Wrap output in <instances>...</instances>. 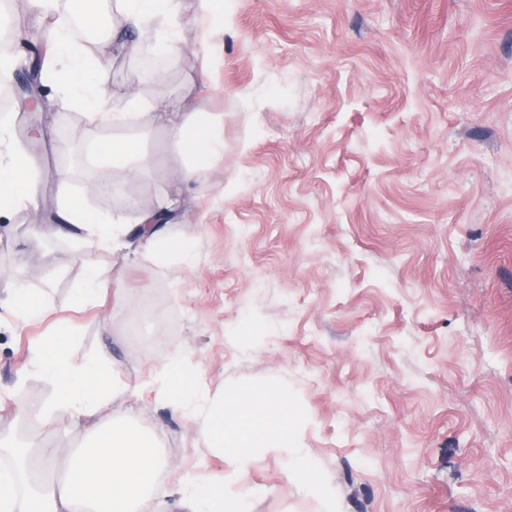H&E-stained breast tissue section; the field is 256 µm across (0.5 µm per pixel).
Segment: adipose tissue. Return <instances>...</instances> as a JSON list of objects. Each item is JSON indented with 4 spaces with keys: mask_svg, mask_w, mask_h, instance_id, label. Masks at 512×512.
Instances as JSON below:
<instances>
[{
    "mask_svg": "<svg viewBox=\"0 0 512 512\" xmlns=\"http://www.w3.org/2000/svg\"><path fill=\"white\" fill-rule=\"evenodd\" d=\"M31 2L39 18L52 23L45 71L65 75L71 104L101 125L138 134L132 141L96 143L89 155L93 165L117 169L130 183L166 165L174 177L189 184L223 151V114L184 111L181 98L163 97L147 107L129 87L122 93L123 111L107 108L105 58L112 37L132 31L133 39L125 43L132 53L152 45L174 49L183 29L200 23L199 18L182 16L180 0H114L112 29L107 33L96 8L76 10V0ZM161 131L180 148L178 159L169 164L140 146ZM34 192L11 127L1 120L0 220H9ZM179 205V199L165 192L149 209L128 198L126 207L136 214L132 224L68 206L66 220L83 232L80 259L86 268L76 303L85 305L97 296L102 282L93 258L97 249L132 247L159 267L191 263L190 244L166 230ZM72 347V337L48 338L33 349L34 369L53 388L46 414L66 417L73 427L85 428L84 442L61 461L44 450L38 468L18 462L16 448L0 438V457L5 460L0 466V512H138L155 483L162 460L154 435L120 417L86 426V419L113 398L116 385L110 366L95 358L75 362Z\"/></svg>",
    "mask_w": 512,
    "mask_h": 512,
    "instance_id": "ef3b65f1",
    "label": "adipose tissue"
}]
</instances>
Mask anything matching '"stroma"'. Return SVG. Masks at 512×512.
I'll use <instances>...</instances> for the list:
<instances>
[{"mask_svg":"<svg viewBox=\"0 0 512 512\" xmlns=\"http://www.w3.org/2000/svg\"><path fill=\"white\" fill-rule=\"evenodd\" d=\"M8 26L17 85L43 28L28 0ZM152 56L112 48L108 88L224 115V153L191 185L158 171L92 192L125 184L82 154L111 128L48 85L37 112L7 110L38 198L0 231V270L48 312L0 307V434L34 427L61 452L79 441L43 417L52 391L32 364L38 341L74 334L76 359L118 373L106 414L159 440L139 512H184L183 479L223 480L226 464L149 383L178 346L211 397L232 381L290 385L307 415L299 445L339 512H512V0H224L210 49L186 27L161 83ZM162 191L182 199L170 229L194 265L100 251L123 286L76 305L79 238L32 225L58 223L65 196L119 217L127 195L148 207ZM229 488L250 512H323L274 455Z\"/></svg>","mask_w":512,"mask_h":512,"instance_id":"35a3bbf8","label":"stroma"}]
</instances>
